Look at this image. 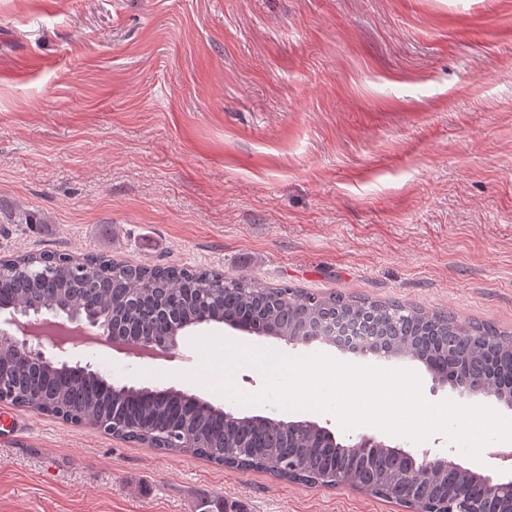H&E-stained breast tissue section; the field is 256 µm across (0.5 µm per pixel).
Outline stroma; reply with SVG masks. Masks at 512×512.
Listing matches in <instances>:
<instances>
[{
  "instance_id": "obj_1",
  "label": "stroma",
  "mask_w": 512,
  "mask_h": 512,
  "mask_svg": "<svg viewBox=\"0 0 512 512\" xmlns=\"http://www.w3.org/2000/svg\"><path fill=\"white\" fill-rule=\"evenodd\" d=\"M30 211L40 221L19 224ZM103 252L132 265L218 268L323 296L396 300L512 331V0H0V256ZM295 359L405 368L226 324L183 332L174 361L77 345L109 382L192 380L193 338ZM242 416L313 421L493 478L466 457L328 413L265 403ZM407 512L345 484L305 487L161 452L0 403V512Z\"/></svg>"
}]
</instances>
